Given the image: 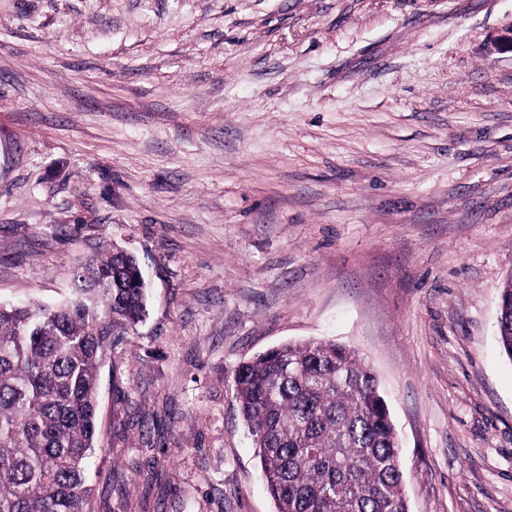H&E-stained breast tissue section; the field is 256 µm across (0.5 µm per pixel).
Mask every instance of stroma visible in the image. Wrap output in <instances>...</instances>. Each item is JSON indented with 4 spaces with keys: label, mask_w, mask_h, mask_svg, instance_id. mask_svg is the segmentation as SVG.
Instances as JSON below:
<instances>
[{
    "label": "stroma",
    "mask_w": 512,
    "mask_h": 512,
    "mask_svg": "<svg viewBox=\"0 0 512 512\" xmlns=\"http://www.w3.org/2000/svg\"><path fill=\"white\" fill-rule=\"evenodd\" d=\"M123 250L95 512H274L239 363L375 371L410 512H512V0H0V304ZM498 340L503 354L512 362V276L499 295Z\"/></svg>",
    "instance_id": "obj_1"
}]
</instances>
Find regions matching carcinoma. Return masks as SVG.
I'll return each mask as SVG.
<instances>
[{"label":"carcinoma","instance_id":"carcinoma-1","mask_svg":"<svg viewBox=\"0 0 512 512\" xmlns=\"http://www.w3.org/2000/svg\"><path fill=\"white\" fill-rule=\"evenodd\" d=\"M82 269L63 307L0 305V512H91L99 371L143 320L146 293L130 253ZM497 328L512 363V276ZM234 384L275 512H409L399 439L355 349L288 342L241 363Z\"/></svg>","mask_w":512,"mask_h":512}]
</instances>
